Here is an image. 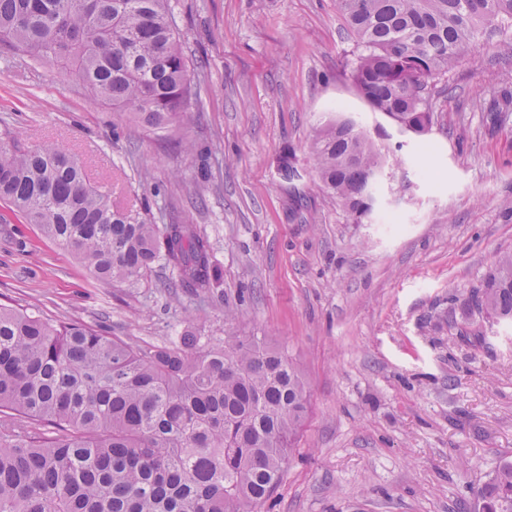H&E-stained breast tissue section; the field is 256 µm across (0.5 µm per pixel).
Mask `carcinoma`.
I'll use <instances>...</instances> for the list:
<instances>
[{"instance_id":"cac0c4a2","label":"carcinoma","mask_w":512,"mask_h":512,"mask_svg":"<svg viewBox=\"0 0 512 512\" xmlns=\"http://www.w3.org/2000/svg\"><path fill=\"white\" fill-rule=\"evenodd\" d=\"M359 49L365 102L428 131V88L481 26L512 28V0H336ZM0 43L64 62L85 96L156 130L183 121L191 81L170 0H0ZM318 187L355 220L371 211L380 153L354 120L319 130ZM0 200L97 281L133 284L162 263L224 305L209 238L122 206L53 144L0 139ZM472 324L512 321V253L466 303ZM299 368L235 336L139 347L79 322L0 306V512H261L307 414ZM512 512V463L480 491Z\"/></svg>"}]
</instances>
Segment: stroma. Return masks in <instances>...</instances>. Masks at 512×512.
<instances>
[{
  "mask_svg": "<svg viewBox=\"0 0 512 512\" xmlns=\"http://www.w3.org/2000/svg\"><path fill=\"white\" fill-rule=\"evenodd\" d=\"M171 2L187 123L120 119L87 102L70 67L0 44V138L59 144L152 223L197 225L223 306L160 265L132 285L93 280L1 202L0 305L137 346L254 336L293 359L308 416L262 512H481L482 486L512 462V324L478 349L448 321L512 253V112L486 119L512 91V31L468 46L417 137L353 87L336 0ZM331 112L353 116L383 159L357 222L317 187L311 146Z\"/></svg>",
  "mask_w": 512,
  "mask_h": 512,
  "instance_id": "1",
  "label": "stroma"
}]
</instances>
